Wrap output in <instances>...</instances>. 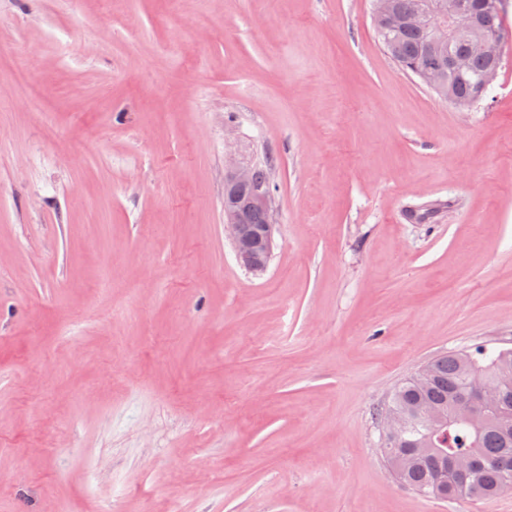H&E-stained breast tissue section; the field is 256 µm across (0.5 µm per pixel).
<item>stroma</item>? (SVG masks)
<instances>
[{
    "instance_id": "stroma-1",
    "label": "stroma",
    "mask_w": 512,
    "mask_h": 512,
    "mask_svg": "<svg viewBox=\"0 0 512 512\" xmlns=\"http://www.w3.org/2000/svg\"><path fill=\"white\" fill-rule=\"evenodd\" d=\"M505 3L459 109L371 0H0V512H512L398 484L376 419L512 348ZM232 162L271 165L260 276ZM374 27L385 52L402 70L415 75L417 68L426 67L421 72L423 80L430 86H440L438 70L427 67L433 60L427 55L426 37L420 30L405 26L391 31L376 23ZM268 166L266 162L254 170L270 188ZM267 186L253 180L250 166H230L224 181V231L240 264L257 275L267 271L273 251L275 212ZM252 210H261L263 215L250 214L246 224L244 216Z\"/></svg>"
}]
</instances>
